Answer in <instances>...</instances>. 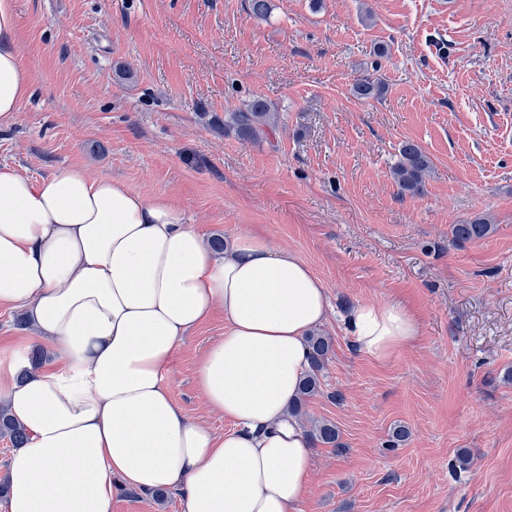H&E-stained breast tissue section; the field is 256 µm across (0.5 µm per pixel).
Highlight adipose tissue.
Returning <instances> with one entry per match:
<instances>
[{"label": "adipose tissue", "instance_id": "obj_1", "mask_svg": "<svg viewBox=\"0 0 512 512\" xmlns=\"http://www.w3.org/2000/svg\"><path fill=\"white\" fill-rule=\"evenodd\" d=\"M16 36L14 0H0V126L32 84ZM0 305L58 354L32 372L16 354L0 387L27 432L5 512H111L120 487L175 492L183 512H300L312 453L288 408L330 302L296 252L248 233L218 252L166 197L73 166L36 179L0 164ZM217 310L225 331L196 383L234 423L221 435L165 384L181 343ZM343 323L380 362L421 331L398 303L358 304Z\"/></svg>", "mask_w": 512, "mask_h": 512}]
</instances>
